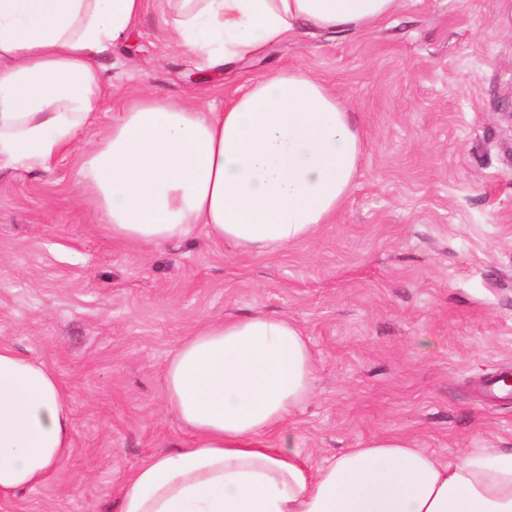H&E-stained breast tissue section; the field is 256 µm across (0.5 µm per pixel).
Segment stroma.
<instances>
[{
    "instance_id": "stroma-1",
    "label": "stroma",
    "mask_w": 512,
    "mask_h": 512,
    "mask_svg": "<svg viewBox=\"0 0 512 512\" xmlns=\"http://www.w3.org/2000/svg\"><path fill=\"white\" fill-rule=\"evenodd\" d=\"M141 54L98 55L112 86L76 149L0 167V345L45 363L72 410L73 448L11 512H117L146 457L187 434L164 368L205 320L296 321L314 357L294 428L312 463L406 435L442 461L512 452V0H405L338 35L308 28L258 59L209 70L146 0ZM285 68L333 89L363 134L351 192L316 234L264 254L204 233L154 247L113 239L80 185L81 149L156 93L214 111Z\"/></svg>"
}]
</instances>
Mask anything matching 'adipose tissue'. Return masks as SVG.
Listing matches in <instances>:
<instances>
[{
    "instance_id": "adipose-tissue-1",
    "label": "adipose tissue",
    "mask_w": 512,
    "mask_h": 512,
    "mask_svg": "<svg viewBox=\"0 0 512 512\" xmlns=\"http://www.w3.org/2000/svg\"><path fill=\"white\" fill-rule=\"evenodd\" d=\"M179 45L218 67L263 55L299 27L369 28L403 0H168ZM145 0H0V163L68 151L106 91L95 63L128 38ZM363 141L316 77L276 69L223 111L146 94L83 154L82 187L113 238L161 245L205 228L263 253L310 238L347 198ZM314 364L302 329L256 313L200 327L164 374L180 451L142 462L118 512H512V453L448 463L402 436L312 464L289 426ZM72 411L46 365L0 346V512L73 448Z\"/></svg>"
}]
</instances>
